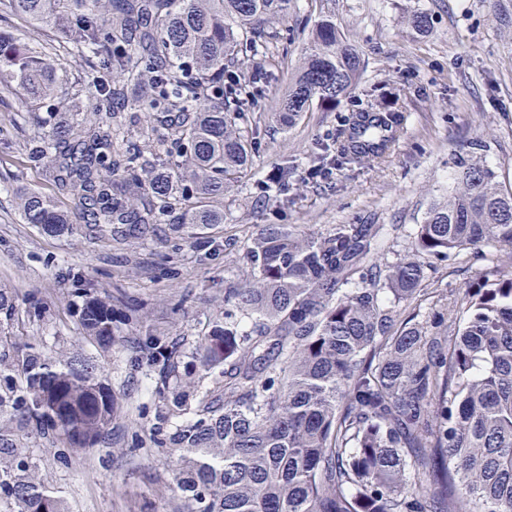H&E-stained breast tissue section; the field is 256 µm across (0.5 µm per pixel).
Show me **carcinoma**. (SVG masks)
<instances>
[{"label":"carcinoma","mask_w":512,"mask_h":512,"mask_svg":"<svg viewBox=\"0 0 512 512\" xmlns=\"http://www.w3.org/2000/svg\"><path fill=\"white\" fill-rule=\"evenodd\" d=\"M293 0H0L43 46L65 40L92 77L84 117L57 122L68 88L47 50L0 29V97L35 117L27 162L74 200L100 235L127 224L195 231L224 223L213 205L252 163L236 120L251 105L224 95V74L275 60L276 24ZM425 34L432 18L409 15ZM361 55L325 18L311 33L272 112L293 122L351 96ZM144 81L146 121L172 137L165 169L115 149V101ZM395 117L349 123L338 157L387 152ZM288 167L266 185L275 198ZM22 220L52 235L73 221L37 189L18 196ZM384 224H337L320 236L268 224L247 242V277L224 289V318L190 346L146 337L157 371L150 454L160 498L180 512H512V188L480 157L461 158L448 196L432 202L411 242L384 257ZM498 243L508 259L461 291L428 299L429 272L462 250ZM78 341L112 350L145 313L82 289L65 300ZM18 306L0 288V503L10 512H69L27 440L49 436L57 461L86 458L122 404L98 357L13 333ZM222 377L220 385L204 381Z\"/></svg>","instance_id":"obj_1"}]
</instances>
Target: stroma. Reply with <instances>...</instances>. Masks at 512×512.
<instances>
[{
  "instance_id": "obj_1",
  "label": "stroma",
  "mask_w": 512,
  "mask_h": 512,
  "mask_svg": "<svg viewBox=\"0 0 512 512\" xmlns=\"http://www.w3.org/2000/svg\"><path fill=\"white\" fill-rule=\"evenodd\" d=\"M293 16L279 24V54L286 66L262 82V93L244 126L253 163L225 194L223 224L199 229L195 238L170 224L148 239L88 236L76 227L50 236L23 223L19 192L36 188L57 195L63 210L73 200L58 196L44 171L28 165L22 152L33 125L17 99L0 101V160L10 173L0 188V286L15 289L20 309L49 307L42 321H24L23 336L73 344L76 324L58 301L79 288L123 293L143 309L146 321L134 337L118 342L103 357L108 382L123 412L112 423V441L83 463L66 466L53 457L52 442L36 437L32 446L47 481L71 512H158L151 473L156 464L139 448L155 421L151 381L139 336L195 340L224 309L226 281L246 269L245 241L273 222L306 234L363 219L393 227L389 244L401 252L416 232L430 200L447 195L455 164L474 151L512 187V0H295ZM414 10L427 11L433 30L422 36L405 23ZM335 19L342 35L357 46L364 66L350 98L326 112L307 113L284 128L268 115L288 83L292 65L309 43L312 25ZM141 88L125 91L132 127L122 136L144 158L165 157L169 144L147 131L136 100ZM392 112L402 118L384 160L339 163L326 183L307 172L318 163L321 145H335L341 129L361 112ZM290 167L289 189L281 202L262 198L260 185L280 164ZM499 251L452 257L433 275V285L450 292L479 277Z\"/></svg>"
}]
</instances>
